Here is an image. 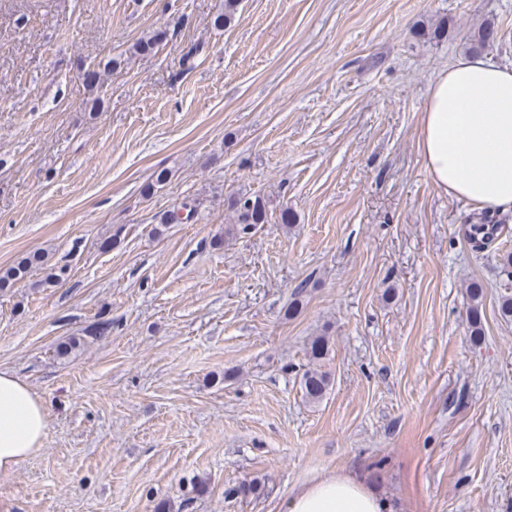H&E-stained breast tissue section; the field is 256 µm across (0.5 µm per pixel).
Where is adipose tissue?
<instances>
[{"label":"adipose tissue","instance_id":"1","mask_svg":"<svg viewBox=\"0 0 512 512\" xmlns=\"http://www.w3.org/2000/svg\"><path fill=\"white\" fill-rule=\"evenodd\" d=\"M418 148L435 186L489 213L512 211V67L478 56L441 71L420 121ZM47 412L29 386L0 371V475L35 455ZM282 512H394L373 484L326 476L293 493Z\"/></svg>","mask_w":512,"mask_h":512}]
</instances>
